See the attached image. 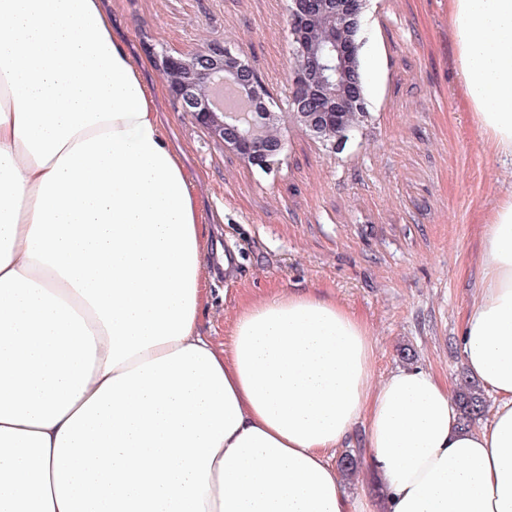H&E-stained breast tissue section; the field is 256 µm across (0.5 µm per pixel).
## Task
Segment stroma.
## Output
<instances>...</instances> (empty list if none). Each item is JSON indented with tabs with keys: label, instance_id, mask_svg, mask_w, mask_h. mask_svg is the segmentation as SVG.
<instances>
[{
	"label": "stroma",
	"instance_id": "35a3bbf8",
	"mask_svg": "<svg viewBox=\"0 0 512 512\" xmlns=\"http://www.w3.org/2000/svg\"><path fill=\"white\" fill-rule=\"evenodd\" d=\"M289 0H104L116 33L156 85L158 108L211 237L200 326L230 340L241 302L310 289L369 327L373 377L399 367L456 384L459 331L480 272L481 219L512 187L460 106L448 0H366L360 59L368 115L332 149L288 112ZM218 44L240 52L280 115L285 150L268 169L225 148L182 111L156 60Z\"/></svg>",
	"mask_w": 512,
	"mask_h": 512
}]
</instances>
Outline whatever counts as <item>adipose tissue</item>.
Instances as JSON below:
<instances>
[{
    "mask_svg": "<svg viewBox=\"0 0 512 512\" xmlns=\"http://www.w3.org/2000/svg\"><path fill=\"white\" fill-rule=\"evenodd\" d=\"M462 102L512 160V0H448ZM159 91L102 0H0V512H352L332 461L364 424L384 512H512V190L485 226L462 428L421 367L374 381L333 299L199 330L208 237Z\"/></svg>",
    "mask_w": 512,
    "mask_h": 512,
    "instance_id": "ef3b65f1",
    "label": "adipose tissue"
}]
</instances>
